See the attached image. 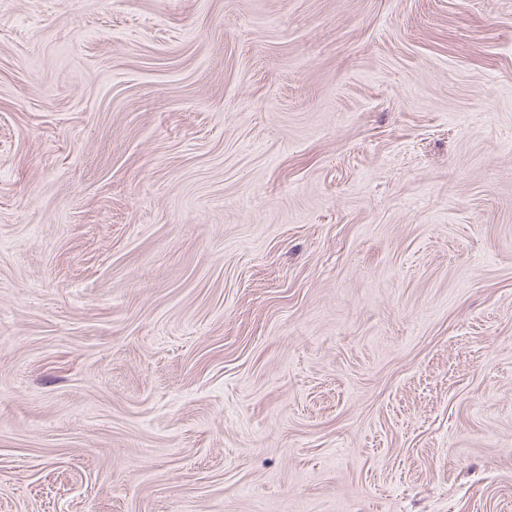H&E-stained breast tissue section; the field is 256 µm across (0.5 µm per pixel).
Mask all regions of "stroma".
I'll return each instance as SVG.
<instances>
[{
	"label": "stroma",
	"mask_w": 512,
	"mask_h": 512,
	"mask_svg": "<svg viewBox=\"0 0 512 512\" xmlns=\"http://www.w3.org/2000/svg\"><path fill=\"white\" fill-rule=\"evenodd\" d=\"M0 512H512V0H0Z\"/></svg>",
	"instance_id": "stroma-1"
}]
</instances>
